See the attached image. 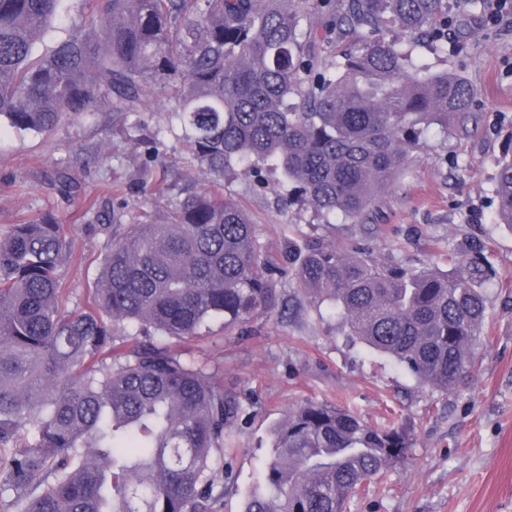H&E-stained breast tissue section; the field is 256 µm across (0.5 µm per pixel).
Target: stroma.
<instances>
[{
  "label": "stroma",
  "instance_id": "stroma-1",
  "mask_svg": "<svg viewBox=\"0 0 512 512\" xmlns=\"http://www.w3.org/2000/svg\"><path fill=\"white\" fill-rule=\"evenodd\" d=\"M435 71L467 79L475 90L461 124L435 129L411 150L405 170L363 223H326L307 202L283 207L281 177L236 170L224 194L249 216L264 249L280 264L313 238L359 246L381 261L450 269L452 257L481 241L496 275L488 297L472 382L442 394L418 388L390 358L351 342L328 305L314 306L294 276L278 280L282 308L270 318L225 331L214 321L184 349L205 363L245 413L225 457L231 475L215 512H242L273 452L272 428L289 406L306 401L347 405L371 421L399 416L413 433L404 464L353 500L349 512H512V228L495 223L497 158L512 133V27L474 12L467 39L445 49L419 48ZM171 102L149 91L132 119L160 131L159 153L134 144L108 112L82 113L48 134L0 129V232L51 214L64 224L71 254L60 269L67 308H87L103 258L128 230L112 212L162 216L157 180L200 190L208 180L180 149ZM68 169L78 188L65 198L52 182Z\"/></svg>",
  "mask_w": 512,
  "mask_h": 512
}]
</instances>
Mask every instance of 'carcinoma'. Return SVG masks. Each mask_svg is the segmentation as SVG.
Listing matches in <instances>:
<instances>
[{"instance_id": "cac0c4a2", "label": "carcinoma", "mask_w": 512, "mask_h": 512, "mask_svg": "<svg viewBox=\"0 0 512 512\" xmlns=\"http://www.w3.org/2000/svg\"><path fill=\"white\" fill-rule=\"evenodd\" d=\"M62 2L0 0V120L35 133L82 112L125 122L156 87L209 187L132 221L87 310L63 304V225L41 215L0 234V496L10 512H214L241 404L195 359L151 336L118 343L112 324L180 341L216 318L228 330L277 313L279 264L224 198V175L277 170L284 206L297 196L358 223L420 135L469 112L472 85L413 56L423 36L448 39V0H320L319 26L309 0H81L94 34L34 54ZM389 25L403 40L381 37ZM352 34L359 44L336 51ZM494 193L496 223L512 228V142ZM453 262L412 268L312 241L293 265L348 335L446 394L476 370L495 275L479 243ZM411 446L394 419L301 402L243 512H347Z\"/></svg>"}]
</instances>
